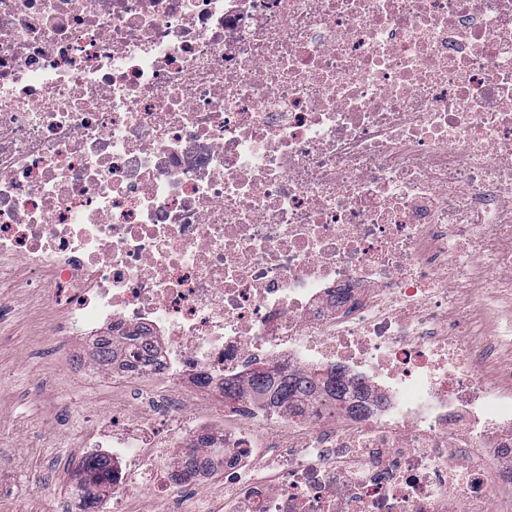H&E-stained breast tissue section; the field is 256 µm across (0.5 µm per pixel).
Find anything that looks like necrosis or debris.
Segmentation results:
<instances>
[{
  "label": "necrosis or debris",
  "instance_id": "necrosis-or-debris-1",
  "mask_svg": "<svg viewBox=\"0 0 512 512\" xmlns=\"http://www.w3.org/2000/svg\"><path fill=\"white\" fill-rule=\"evenodd\" d=\"M3 283L157 346L113 495L203 433L202 512H512V0H0ZM284 365L366 411L199 412ZM223 492L224 474L218 472L207 484L200 486L198 490H195L190 496L184 498L185 502L183 507L187 509V512H193V509L196 508L197 501L201 499H213V496H219Z\"/></svg>",
  "mask_w": 512,
  "mask_h": 512
}]
</instances>
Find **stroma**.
<instances>
[{"label": "stroma", "instance_id": "1", "mask_svg": "<svg viewBox=\"0 0 512 512\" xmlns=\"http://www.w3.org/2000/svg\"><path fill=\"white\" fill-rule=\"evenodd\" d=\"M0 512H79L85 444L101 415L122 397L94 361L76 368L75 336H50L47 315L31 297L0 288ZM79 415L68 426L65 415Z\"/></svg>", "mask_w": 512, "mask_h": 512}]
</instances>
